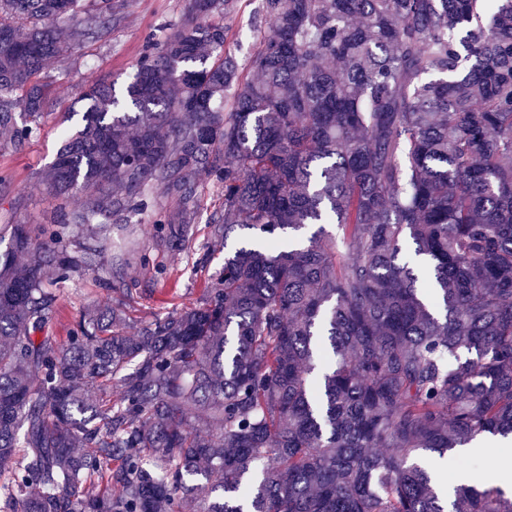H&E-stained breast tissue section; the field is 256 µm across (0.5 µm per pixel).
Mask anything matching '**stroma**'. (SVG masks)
<instances>
[{
    "instance_id": "obj_1",
    "label": "stroma",
    "mask_w": 512,
    "mask_h": 512,
    "mask_svg": "<svg viewBox=\"0 0 512 512\" xmlns=\"http://www.w3.org/2000/svg\"><path fill=\"white\" fill-rule=\"evenodd\" d=\"M187 0H112V22L99 38L76 42L72 51L44 70L39 82L51 101L40 116L29 118L32 137L14 146L0 135V172L10 180L0 184V229L8 224H50L56 218L53 203L39 189L40 176L48 169L62 144L63 132H75L86 109L81 96L87 84L125 80L141 55L147 37L158 28L177 21ZM227 45L238 70L252 77V60L268 31L263 0H229L224 15ZM200 209L190 224L195 247L172 246L152 225L142 223L134 230L112 234L116 262L99 270L81 269L60 286L57 313L52 327L59 341L79 312L96 301H105L106 282L126 288L132 323L159 311H170L196 303L206 286L213 283L224 265L222 251L201 262L202 248L210 240L209 219L219 212L222 188L206 176H198Z\"/></svg>"
}]
</instances>
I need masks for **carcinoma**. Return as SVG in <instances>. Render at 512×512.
I'll use <instances>...</instances> for the list:
<instances>
[{"label":"carcinoma","instance_id":"carcinoma-1","mask_svg":"<svg viewBox=\"0 0 512 512\" xmlns=\"http://www.w3.org/2000/svg\"><path fill=\"white\" fill-rule=\"evenodd\" d=\"M227 6L188 0L122 91L88 87L42 178L80 209L7 225L0 512H512L421 463L512 439V0H265L251 79ZM81 12L0 0L9 140L50 108L55 22L109 28ZM201 172L211 244L251 235L200 301L132 327L109 281L61 344L55 285L133 212L192 249Z\"/></svg>","mask_w":512,"mask_h":512}]
</instances>
